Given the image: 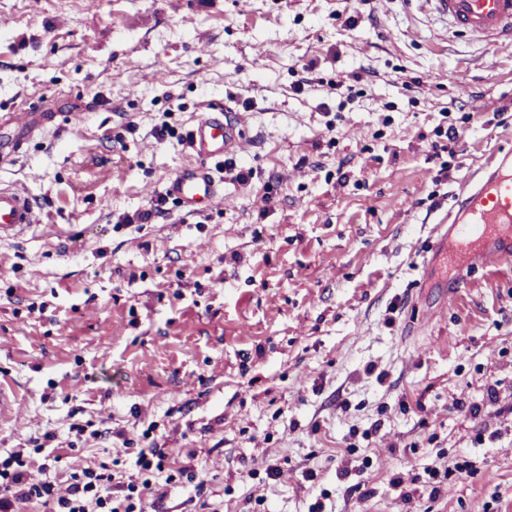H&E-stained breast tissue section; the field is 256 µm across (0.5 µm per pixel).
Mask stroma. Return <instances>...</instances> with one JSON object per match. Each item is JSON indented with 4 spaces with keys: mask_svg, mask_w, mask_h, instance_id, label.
<instances>
[{
    "mask_svg": "<svg viewBox=\"0 0 512 512\" xmlns=\"http://www.w3.org/2000/svg\"><path fill=\"white\" fill-rule=\"evenodd\" d=\"M213 104L251 184L116 226ZM27 107L70 121L0 163L41 215L0 240L1 453L54 434L63 489L152 438L214 512H512V267L420 285L453 193L512 151V55L425 0H0V151ZM463 457L477 475L429 500L425 466Z\"/></svg>",
    "mask_w": 512,
    "mask_h": 512,
    "instance_id": "stroma-1",
    "label": "stroma"
}]
</instances>
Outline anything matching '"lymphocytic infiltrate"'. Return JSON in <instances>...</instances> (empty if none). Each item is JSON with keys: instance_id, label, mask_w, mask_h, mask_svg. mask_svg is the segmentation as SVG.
<instances>
[{"instance_id": "f902f5d3", "label": "lymphocytic infiltrate", "mask_w": 512, "mask_h": 512, "mask_svg": "<svg viewBox=\"0 0 512 512\" xmlns=\"http://www.w3.org/2000/svg\"><path fill=\"white\" fill-rule=\"evenodd\" d=\"M49 438L29 440L27 449L0 455V512H23L37 503L47 512H146L148 496L158 483L171 486L191 484L203 490L199 470L191 464L171 468L167 449L158 443L134 449L136 471L128 475L107 464H93L72 472L67 494L56 492L55 479L49 478L52 462L41 465L47 476L37 483L27 479L32 456L48 448Z\"/></svg>"}]
</instances>
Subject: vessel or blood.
Returning <instances> with one entry per match:
<instances>
[{
	"mask_svg": "<svg viewBox=\"0 0 512 512\" xmlns=\"http://www.w3.org/2000/svg\"><path fill=\"white\" fill-rule=\"evenodd\" d=\"M456 31L488 42L497 52L512 51V0H426ZM241 133L210 109L191 130V146L200 160L166 184L168 195L184 207H213L221 197L209 161L236 153ZM39 213L21 191L0 185V238L38 223ZM436 252L458 272L512 266V153L493 155L486 167L454 195L447 216L436 226Z\"/></svg>",
	"mask_w": 512,
	"mask_h": 512,
	"instance_id": "b4317fda",
	"label": "vessel or blood"
}]
</instances>
